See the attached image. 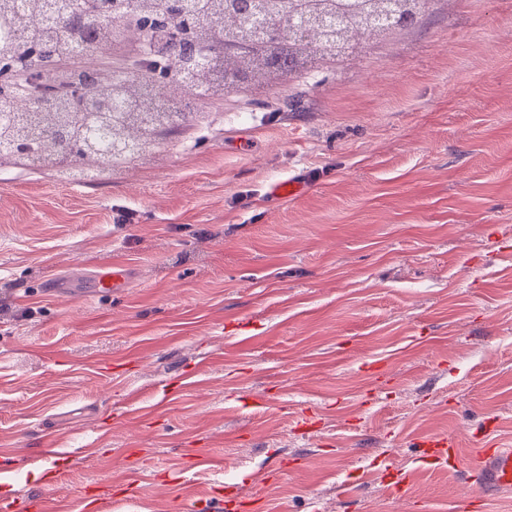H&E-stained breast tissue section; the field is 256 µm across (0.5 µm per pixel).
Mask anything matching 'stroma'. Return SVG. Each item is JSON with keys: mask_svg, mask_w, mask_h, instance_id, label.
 <instances>
[{"mask_svg": "<svg viewBox=\"0 0 512 512\" xmlns=\"http://www.w3.org/2000/svg\"><path fill=\"white\" fill-rule=\"evenodd\" d=\"M193 109L94 185L0 165V512L46 448L53 512H512L411 446L512 443V0Z\"/></svg>", "mask_w": 512, "mask_h": 512, "instance_id": "obj_1", "label": "stroma"}]
</instances>
